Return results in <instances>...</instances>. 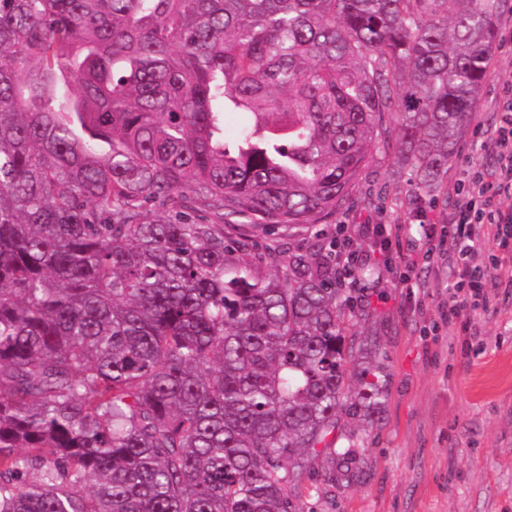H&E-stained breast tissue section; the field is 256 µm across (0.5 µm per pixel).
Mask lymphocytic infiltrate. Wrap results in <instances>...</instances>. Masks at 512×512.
Returning a JSON list of instances; mask_svg holds the SVG:
<instances>
[{
	"instance_id": "obj_1",
	"label": "lymphocytic infiltrate",
	"mask_w": 512,
	"mask_h": 512,
	"mask_svg": "<svg viewBox=\"0 0 512 512\" xmlns=\"http://www.w3.org/2000/svg\"><path fill=\"white\" fill-rule=\"evenodd\" d=\"M499 124L494 139L497 163L493 171L474 169L466 186L448 213V225L440 229L430 224L424 210H416L417 227L407 224H370L369 238L381 241L380 255L355 249L344 232L336 234L333 257L336 269L348 273L361 263L382 262L385 267L412 270L418 261L440 259L457 269L458 276L448 286V317L457 319L462 309L489 310L495 292L512 288V211L502 210L498 198L512 195V96H504L497 104ZM418 230L415 255L408 258L390 248L389 239H402ZM494 243L499 253L490 265L473 267L469 258L475 251Z\"/></svg>"
}]
</instances>
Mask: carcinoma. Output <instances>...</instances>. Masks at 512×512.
<instances>
[{
	"instance_id": "1",
	"label": "carcinoma",
	"mask_w": 512,
	"mask_h": 512,
	"mask_svg": "<svg viewBox=\"0 0 512 512\" xmlns=\"http://www.w3.org/2000/svg\"><path fill=\"white\" fill-rule=\"evenodd\" d=\"M499 0H0V512H300L385 374L311 238L385 117L436 190ZM245 116L229 142L224 123ZM248 223H243V220Z\"/></svg>"
}]
</instances>
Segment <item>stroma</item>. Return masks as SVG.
Here are the masks:
<instances>
[{"label":"stroma","mask_w":512,"mask_h":512,"mask_svg":"<svg viewBox=\"0 0 512 512\" xmlns=\"http://www.w3.org/2000/svg\"><path fill=\"white\" fill-rule=\"evenodd\" d=\"M511 88L512 42L499 39L448 176L427 198L433 222L447 223L472 167H494L496 104ZM393 135L391 123L379 128L371 163L324 233L344 225L367 251L365 224L407 219L414 175L380 151ZM450 279L447 267L421 262L408 287L384 267L358 281V301L371 315L357 333L385 366L387 396L357 477L328 488L317 505L302 502L303 512H512V290H498L492 311L461 313L460 322H476L485 334V349L475 350L449 335L442 316Z\"/></svg>","instance_id":"obj_1"}]
</instances>
